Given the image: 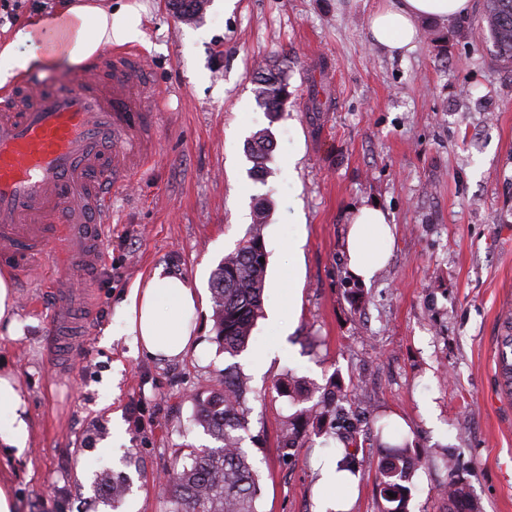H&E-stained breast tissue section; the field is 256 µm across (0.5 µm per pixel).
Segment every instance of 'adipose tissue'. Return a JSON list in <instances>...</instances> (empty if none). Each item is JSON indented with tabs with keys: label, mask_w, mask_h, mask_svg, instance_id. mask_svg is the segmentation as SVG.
<instances>
[{
	"label": "adipose tissue",
	"mask_w": 512,
	"mask_h": 512,
	"mask_svg": "<svg viewBox=\"0 0 512 512\" xmlns=\"http://www.w3.org/2000/svg\"><path fill=\"white\" fill-rule=\"evenodd\" d=\"M470 0H392L375 12L370 21L374 43L391 52L411 45L423 19L453 22L467 13ZM136 13H112L90 0H66L52 19L32 20L18 28L11 41L0 48V89L55 60L85 64L104 47H118L136 40L141 31ZM396 227L380 205H362L346 234L347 272L354 280L370 283L385 268L391 255ZM203 297L183 276L157 266L144 282L136 284L118 308L125 335L149 358L169 360L185 355L195 346L197 313ZM31 437V422L16 376L0 372V452L21 459ZM339 455L319 457L320 484L313 512H348L349 491L356 482L339 469Z\"/></svg>",
	"instance_id": "ef3b65f1"
}]
</instances>
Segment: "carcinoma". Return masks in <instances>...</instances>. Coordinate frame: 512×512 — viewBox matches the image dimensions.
Masks as SVG:
<instances>
[{
	"mask_svg": "<svg viewBox=\"0 0 512 512\" xmlns=\"http://www.w3.org/2000/svg\"><path fill=\"white\" fill-rule=\"evenodd\" d=\"M210 0H171L175 18L186 24H195L205 17ZM482 21L497 48L500 59L512 63V0H485ZM255 97L270 116L283 111L288 91L287 68L258 66L253 78ZM275 149L270 132L266 129L253 134L247 146L252 162L251 175H267V163ZM269 202L260 199L253 205L252 227L236 248L226 254L214 270L211 296L216 318L217 339L224 352L237 356L252 338L257 320L264 312L265 275L267 264L260 258L268 257L261 226L266 223ZM504 336L500 365L506 385L512 391V361L507 349H512V324ZM274 389L296 402L312 399L313 391L293 375L277 381ZM246 389L237 372L225 369L217 386L207 395H194L193 420L215 441L216 446L189 450L190 464L174 461L169 479L164 485L169 512H258L257 501L261 493L259 476L252 459L241 447L240 432L248 429L250 409L246 407ZM347 395L341 385L331 381L323 388L317 402L288 417V424L279 448L284 456H296L310 435H320L336 429L347 438L358 434L343 406ZM418 457L412 454L408 443L382 445L377 453L376 467L380 497L386 502L383 512H407L411 495L410 484ZM448 480L443 493L448 498V512H479L463 478L457 474L452 456L444 460ZM109 484L110 492L104 498L112 512L125 504L131 493L129 477L120 472H105L98 479ZM394 496H388V493Z\"/></svg>",
	"mask_w": 512,
	"mask_h": 512,
	"instance_id": "carcinoma-1",
	"label": "carcinoma"
}]
</instances>
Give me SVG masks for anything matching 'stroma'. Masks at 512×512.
<instances>
[{
	"label": "stroma",
	"mask_w": 512,
	"mask_h": 512,
	"mask_svg": "<svg viewBox=\"0 0 512 512\" xmlns=\"http://www.w3.org/2000/svg\"><path fill=\"white\" fill-rule=\"evenodd\" d=\"M141 14L135 46L163 99L152 158L112 190L104 262L82 302L67 363L49 354L58 293L54 271L14 275L20 330L0 336V365L17 377L34 423L16 464L15 512H108L95 482L126 470L128 512H167L157 476L189 446L210 444L193 422L195 394L236 366L248 392L243 448L260 477L259 512H312L315 459L335 439L312 438L295 458L278 444L299 403L273 384L337 378L371 417L409 424L429 457L412 480L408 512H448L438 488L454 456L480 512H512V396L499 370L512 317V65L481 29L484 0L448 24L424 20L412 49L376 46L372 13L388 0H229L200 25L167 0H94ZM287 61L289 96L276 117L256 102L257 65ZM269 129L275 149L253 179L246 142ZM271 201L262 226L264 305L294 279L300 314L281 356L255 371L215 340L210 280L252 225L255 198ZM376 201L398 227L388 266L370 284L346 272L345 234ZM301 224L295 255L288 227ZM195 281L205 300L198 350L173 361L136 352L115 308L156 266ZM432 398L434 433L420 400ZM351 512H382L376 443L360 438ZM135 463L126 467L123 456Z\"/></svg>",
	"instance_id": "35a3bbf8"
}]
</instances>
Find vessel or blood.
<instances>
[{"label": "vessel or blood", "instance_id": "vessel-or-blood-1", "mask_svg": "<svg viewBox=\"0 0 512 512\" xmlns=\"http://www.w3.org/2000/svg\"><path fill=\"white\" fill-rule=\"evenodd\" d=\"M158 95L140 50L103 53L67 85L37 81L0 101V261L19 271L52 256L58 316L52 356L77 332L74 280L96 272L113 186L148 161Z\"/></svg>", "mask_w": 512, "mask_h": 512}]
</instances>
